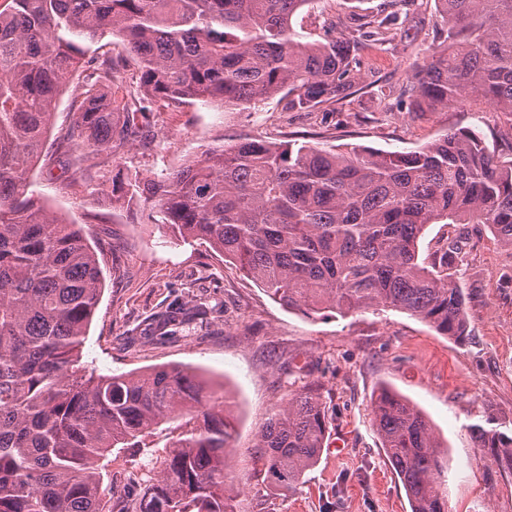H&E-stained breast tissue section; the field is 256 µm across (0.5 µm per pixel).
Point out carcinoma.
Returning <instances> with one entry per match:
<instances>
[{
    "label": "carcinoma",
    "mask_w": 512,
    "mask_h": 512,
    "mask_svg": "<svg viewBox=\"0 0 512 512\" xmlns=\"http://www.w3.org/2000/svg\"><path fill=\"white\" fill-rule=\"evenodd\" d=\"M444 40L412 105L491 99L512 120V0H434ZM313 0H0V512H125L101 498L100 461L187 411L142 490L147 512H237L225 456L234 447L226 390L190 366L86 373L80 348L101 269L80 231L49 213L30 172L57 98L77 70L81 100L66 140L99 154L145 143L149 105L221 102L256 109L277 95L310 112L352 86L364 41L392 37L390 15L354 14L348 35L303 42L294 15ZM115 36L137 56L135 89L121 59L91 55ZM112 205L149 202L183 239L236 262L271 299L308 316L394 309L463 343L466 299L448 242L429 259L431 224H485L512 249V159L472 128L416 150L319 148L244 138L149 180L112 177ZM200 307L161 315L155 332L190 325ZM376 430L411 512H448L428 418L383 390ZM512 471V434L470 426ZM327 432L321 386L305 383L257 435L254 476L270 489L304 483Z\"/></svg>",
    "instance_id": "obj_1"
}]
</instances>
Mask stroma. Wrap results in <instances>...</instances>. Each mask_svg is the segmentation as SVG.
I'll use <instances>...</instances> for the list:
<instances>
[{
  "label": "stroma",
  "mask_w": 512,
  "mask_h": 512,
  "mask_svg": "<svg viewBox=\"0 0 512 512\" xmlns=\"http://www.w3.org/2000/svg\"><path fill=\"white\" fill-rule=\"evenodd\" d=\"M347 0H314L293 19L305 41L328 37L345 21ZM441 41L434 0H406L390 41L367 42L355 56L347 96L314 112H288L274 97L259 110L235 106L156 104L147 116L146 145L83 155L99 194L70 183L60 167L37 165L31 179L46 209L78 225L96 253L102 290L81 363L121 374L188 365L225 384L236 419V476L253 468L256 435L288 398V373L323 386L329 433L317 465L290 491L256 486L237 496L238 512H410L401 481L381 447L372 413L380 386L403 396L431 421L448 465L441 476L448 512H512V472L477 446L471 425L512 423V251L483 224H433L421 254L463 235L458 278L470 337L457 343L408 314L365 310L309 317L274 302L207 243L162 228L146 202L113 207V175L146 177L178 169L206 149L245 137L319 147L352 144L391 152L421 147L448 131L474 128L499 159H512V125L487 103L415 111L410 86ZM73 76L60 96L45 154L67 151L73 124ZM203 306L206 314L176 336L152 326L171 308Z\"/></svg>",
  "instance_id": "stroma-1"
}]
</instances>
